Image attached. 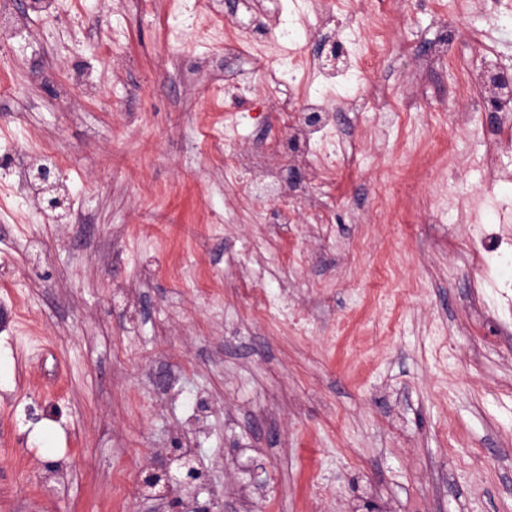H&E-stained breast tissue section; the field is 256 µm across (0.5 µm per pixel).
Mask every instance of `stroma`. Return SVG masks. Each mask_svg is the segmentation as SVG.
<instances>
[{
  "instance_id": "stroma-1",
  "label": "stroma",
  "mask_w": 512,
  "mask_h": 512,
  "mask_svg": "<svg viewBox=\"0 0 512 512\" xmlns=\"http://www.w3.org/2000/svg\"><path fill=\"white\" fill-rule=\"evenodd\" d=\"M306 2L58 0L56 21H0V512H512V331L467 306L450 205L480 196L489 226L512 206L498 117L456 93L464 72L512 67V12L393 16L378 66L336 77L335 147L273 158L296 191L281 230L276 188L225 173L210 142L245 160L269 140L259 73L288 58L225 56L223 35ZM218 11L223 35L199 40ZM228 75L246 99L214 98ZM370 84L393 104L363 100ZM46 141L64 163L52 212L28 188ZM329 151L336 180L315 187ZM260 290L305 326L254 318Z\"/></svg>"
}]
</instances>
